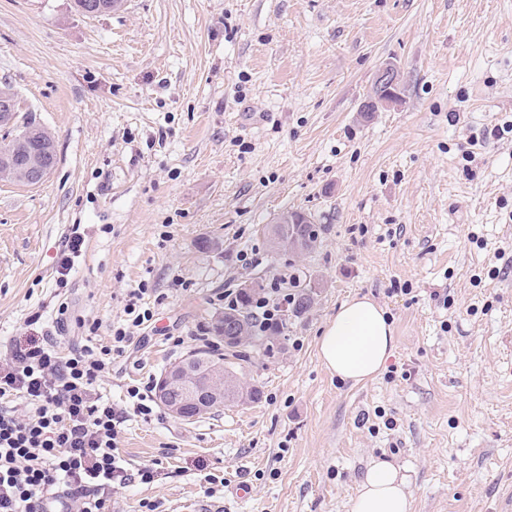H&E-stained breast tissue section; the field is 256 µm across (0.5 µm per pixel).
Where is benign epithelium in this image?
I'll list each match as a JSON object with an SVG mask.
<instances>
[{
  "label": "benign epithelium",
  "mask_w": 512,
  "mask_h": 512,
  "mask_svg": "<svg viewBox=\"0 0 512 512\" xmlns=\"http://www.w3.org/2000/svg\"><path fill=\"white\" fill-rule=\"evenodd\" d=\"M399 74L392 64H385L378 70L375 82V100L368 103L367 111L378 106H388L398 101ZM17 97L0 93V122L13 123L17 112ZM14 169L24 172L21 180L34 185L40 183L53 169L52 162L44 159L39 151L25 153L0 152V174L8 175ZM237 380L224 381V368L212 370L208 381L199 384L190 379L186 364L182 363L168 371L159 381V394L164 398V406L173 415L203 414L211 407L224 403V388H234Z\"/></svg>",
  "instance_id": "7a95c632"
}]
</instances>
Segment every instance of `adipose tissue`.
<instances>
[{"label":"adipose tissue","mask_w":512,"mask_h":512,"mask_svg":"<svg viewBox=\"0 0 512 512\" xmlns=\"http://www.w3.org/2000/svg\"><path fill=\"white\" fill-rule=\"evenodd\" d=\"M393 349V328L384 309L366 296L344 302L319 340L323 365L354 383L375 377ZM352 512H411L405 478L390 463L372 462L353 499Z\"/></svg>","instance_id":"1"}]
</instances>
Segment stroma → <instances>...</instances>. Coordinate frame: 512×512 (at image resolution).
I'll list each match as a JSON object with an SVG mask.
<instances>
[{
	"instance_id": "obj_1",
	"label": "stroma",
	"mask_w": 512,
	"mask_h": 512,
	"mask_svg": "<svg viewBox=\"0 0 512 512\" xmlns=\"http://www.w3.org/2000/svg\"><path fill=\"white\" fill-rule=\"evenodd\" d=\"M400 100L364 112L381 65ZM54 139L39 184L0 179V349L28 316L61 346L107 342L147 284L156 324L101 381L129 385L204 349L225 289L317 287L272 355L238 346L263 396L191 421L124 425L130 468L156 482L116 512H350L374 461L406 476L412 512H502L512 495V0H0V84ZM311 214L297 255L267 232ZM84 252L64 289L57 254ZM368 296L395 348L340 380L318 339ZM71 316L54 323L58 298ZM183 349H174V337ZM222 479L214 497L204 476ZM250 498H233L237 482ZM288 219V224H282L285 223ZM278 222V223H277ZM276 224L273 226L280 227L282 230L285 226H288V231L290 228H298L301 232L300 237L307 240L306 245L301 248L298 252L294 249H288L289 251L293 253H303L306 251H310L314 248L316 243L318 242V239L320 237L321 233V225L320 224H314L311 217L300 213V212H287L286 214H283L280 216L277 220ZM84 241V238L80 234L74 232V234L69 236L67 241L63 244L56 267V283L59 288L67 286L68 276L74 267L75 259L82 253Z\"/></svg>"
}]
</instances>
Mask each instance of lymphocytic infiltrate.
Wrapping results in <instances>:
<instances>
[{
    "mask_svg": "<svg viewBox=\"0 0 512 512\" xmlns=\"http://www.w3.org/2000/svg\"><path fill=\"white\" fill-rule=\"evenodd\" d=\"M143 295L130 292L127 320L108 344L63 350L50 332H34L13 338L0 356V512H112L113 490L154 482V468L130 472L118 448L125 422L154 415V381L128 386L122 406L100 389L134 328L154 317ZM293 300L272 282L251 301L257 329L277 324Z\"/></svg>",
    "mask_w": 512,
    "mask_h": 512,
    "instance_id": "1",
    "label": "lymphocytic infiltrate"
}]
</instances>
